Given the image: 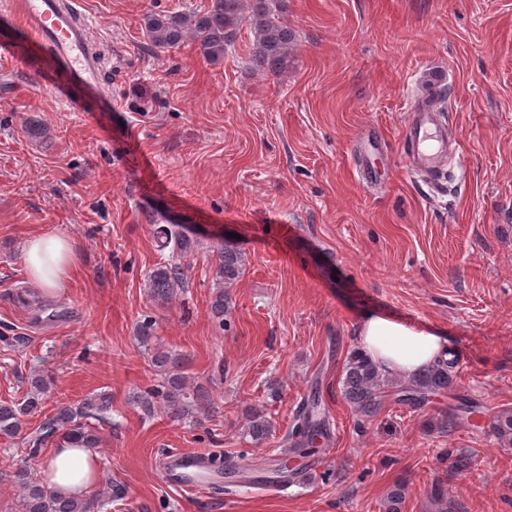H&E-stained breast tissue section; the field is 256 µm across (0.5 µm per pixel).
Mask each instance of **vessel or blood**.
<instances>
[{"label": "vessel or blood", "mask_w": 512, "mask_h": 512, "mask_svg": "<svg viewBox=\"0 0 512 512\" xmlns=\"http://www.w3.org/2000/svg\"><path fill=\"white\" fill-rule=\"evenodd\" d=\"M80 0L62 5L61 0H19L25 25L44 47L47 71L61 84H78L91 92L100 90V69L91 48L92 24L79 20ZM410 146L407 163L411 171L428 178L431 185L442 182V168L449 154L457 150L442 121L438 103L416 100L410 106L405 126ZM201 452H176L169 456L162 478L177 489H202L211 480L222 478V468Z\"/></svg>", "instance_id": "vessel-or-blood-1"}]
</instances>
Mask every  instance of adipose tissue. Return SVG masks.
<instances>
[{"label":"adipose tissue","instance_id":"obj_1","mask_svg":"<svg viewBox=\"0 0 512 512\" xmlns=\"http://www.w3.org/2000/svg\"><path fill=\"white\" fill-rule=\"evenodd\" d=\"M24 262L35 285L56 291L74 266L73 247L60 234L36 235L25 242ZM356 336L360 352L395 378H412L423 366L448 357L441 330L410 326L376 311L359 316ZM42 477L57 494L88 495L100 479L99 454L92 448H53L43 464Z\"/></svg>","mask_w":512,"mask_h":512}]
</instances>
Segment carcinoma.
I'll return each instance as SVG.
<instances>
[{
    "instance_id": "carcinoma-1",
    "label": "carcinoma",
    "mask_w": 512,
    "mask_h": 512,
    "mask_svg": "<svg viewBox=\"0 0 512 512\" xmlns=\"http://www.w3.org/2000/svg\"><path fill=\"white\" fill-rule=\"evenodd\" d=\"M246 0H211L210 7L200 13H151L145 18V28L152 44L161 50L178 48L193 41L199 54L209 60L224 56L236 26L243 18ZM284 0H252V23L257 34L254 63L258 70L272 76L282 72L296 44V34L282 21ZM165 243L172 253L185 258L196 249L197 243L174 225L163 230ZM244 255L236 248L222 245L216 249L215 279L219 289L211 301L212 317L224 325V285L237 280L243 270ZM186 273L177 262L161 265L150 272L147 288L157 303H167L184 289ZM160 371L162 384L138 397V404L151 411L152 399L160 400L166 414L175 420L200 422L208 416L211 400L202 387L188 383L181 371L182 358L169 351L158 350L152 357ZM388 378L360 352L353 353L345 364L342 393L362 417L374 415L381 404V388ZM453 384V362L428 365L415 375L405 388L409 398L425 401L445 392ZM49 382L39 375L32 381L33 390L20 403L0 404V435L14 437L20 431L21 418L40 410ZM108 393L89 394L75 404L58 408L41 425L38 435L29 439V455L39 454L50 438L65 437L73 447L94 448L99 443L97 423L105 421L111 409ZM497 438L512 443V413H503L490 423ZM273 424L259 412L248 414L243 434L259 442L272 435ZM328 440L326 403L322 392L315 389L304 399L295 423L284 440L289 452L280 458L278 466L295 477L297 469L286 467L293 457H307L316 448V441ZM12 481L21 492V512H101L105 501L112 499V484L85 498L63 497L45 487L27 467L21 466L12 474Z\"/></svg>"
}]
</instances>
